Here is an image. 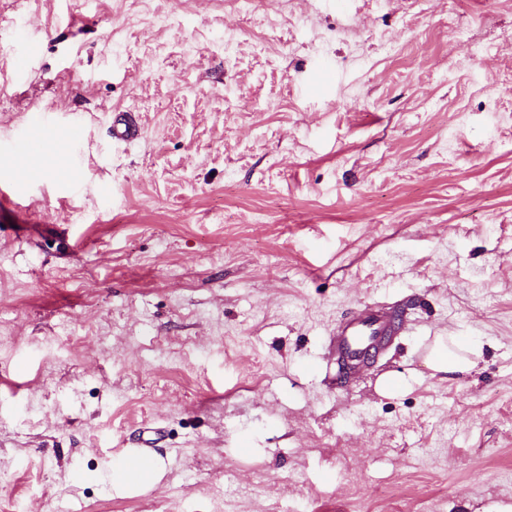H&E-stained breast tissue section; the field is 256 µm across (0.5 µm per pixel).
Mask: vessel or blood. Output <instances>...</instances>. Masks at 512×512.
Here are the masks:
<instances>
[{"label":"vessel or blood","instance_id":"b4317fda","mask_svg":"<svg viewBox=\"0 0 512 512\" xmlns=\"http://www.w3.org/2000/svg\"><path fill=\"white\" fill-rule=\"evenodd\" d=\"M84 134L81 124L52 123L37 118L27 124L24 139L33 148L42 147L51 140L67 147L82 140ZM401 326L400 319L390 311L376 304H367L337 328L331 348L337 360L355 368L365 363L368 356L380 351L385 341Z\"/></svg>","mask_w":512,"mask_h":512}]
</instances>
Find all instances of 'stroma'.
Returning a JSON list of instances; mask_svg holds the SVG:
<instances>
[{
	"instance_id": "obj_1",
	"label": "stroma",
	"mask_w": 512,
	"mask_h": 512,
	"mask_svg": "<svg viewBox=\"0 0 512 512\" xmlns=\"http://www.w3.org/2000/svg\"><path fill=\"white\" fill-rule=\"evenodd\" d=\"M0 192V512H512V0H0ZM84 128L78 123H52L37 118L31 120L24 130V140L33 148L42 147L49 140L68 147L83 139ZM402 326L400 319L376 304L362 306L352 318L336 329L331 348L336 361L353 368L365 363L369 355L380 351L385 341ZM426 365L433 375L444 374L451 378L459 374H469L477 366V360L464 353V349L454 337L440 336L426 356ZM163 471V464L154 460L146 471L133 474L122 461L118 462L112 470V488L125 490H141L150 488L159 480Z\"/></svg>"
}]
</instances>
